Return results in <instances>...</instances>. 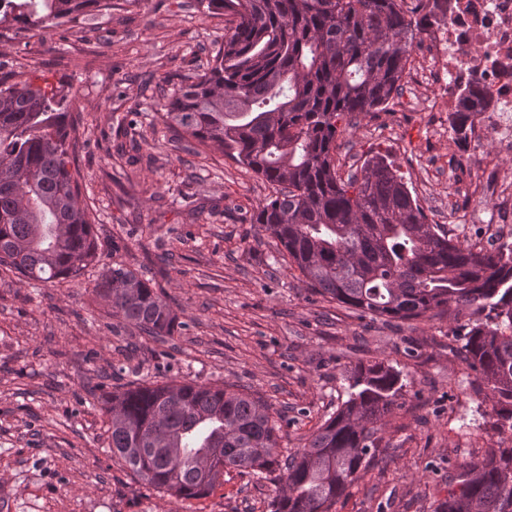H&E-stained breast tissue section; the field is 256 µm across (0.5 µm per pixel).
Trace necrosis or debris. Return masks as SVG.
<instances>
[{
  "label": "necrosis or debris",
  "mask_w": 512,
  "mask_h": 512,
  "mask_svg": "<svg viewBox=\"0 0 512 512\" xmlns=\"http://www.w3.org/2000/svg\"><path fill=\"white\" fill-rule=\"evenodd\" d=\"M429 39L433 77L449 104L479 90L487 101L479 135L497 136L500 149L512 152V0H448Z\"/></svg>",
  "instance_id": "1"
}]
</instances>
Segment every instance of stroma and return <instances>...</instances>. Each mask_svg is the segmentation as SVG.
Returning a JSON list of instances; mask_svg holds the SVG:
<instances>
[{
  "label": "stroma",
  "mask_w": 512,
  "mask_h": 512,
  "mask_svg": "<svg viewBox=\"0 0 512 512\" xmlns=\"http://www.w3.org/2000/svg\"><path fill=\"white\" fill-rule=\"evenodd\" d=\"M224 18L199 0H108L46 30L0 23V69L69 86L81 147L80 201L92 208L99 261L62 285L0 266V512H268L273 473L235 469L207 497L178 501L113 459L102 397L131 382L231 383L270 403L289 454L347 398L359 363L385 358L406 387L390 447L336 512H433L461 465L496 444L491 403L461 360L448 319L373 320L312 293L251 214L273 188L219 152L194 156L152 124L159 84L201 72ZM342 164L386 156L449 235L484 247L512 238L499 205L512 156L472 142L478 163L423 94L391 99L337 139ZM121 263L169 296L182 327L165 342L112 317L88 283Z\"/></svg>",
  "instance_id": "obj_1"
}]
</instances>
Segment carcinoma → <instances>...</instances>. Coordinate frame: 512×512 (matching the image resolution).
Masks as SVG:
<instances>
[{"label": "carcinoma", "mask_w": 512, "mask_h": 512, "mask_svg": "<svg viewBox=\"0 0 512 512\" xmlns=\"http://www.w3.org/2000/svg\"><path fill=\"white\" fill-rule=\"evenodd\" d=\"M102 0H0V17L46 29ZM228 17L207 68L162 95L163 130L213 148L275 187L251 223L284 247L312 292L376 319L469 312L451 330L512 434V242L486 249L448 235L381 155L342 176L340 122L356 125L403 90L417 37L441 0H200ZM0 72V266L41 283L70 281L98 257L95 218L79 201V143L65 85ZM451 128L467 139L480 111L461 101ZM112 316L153 338L181 322L167 298L123 264L90 289ZM404 384L390 362L361 364L348 399L281 458L272 406L218 384L140 383L107 399L112 457L178 499L208 496L224 471L279 472L270 512H332L367 473ZM433 512H512V439L462 466Z\"/></svg>", "instance_id": "carcinoma-1"}]
</instances>
